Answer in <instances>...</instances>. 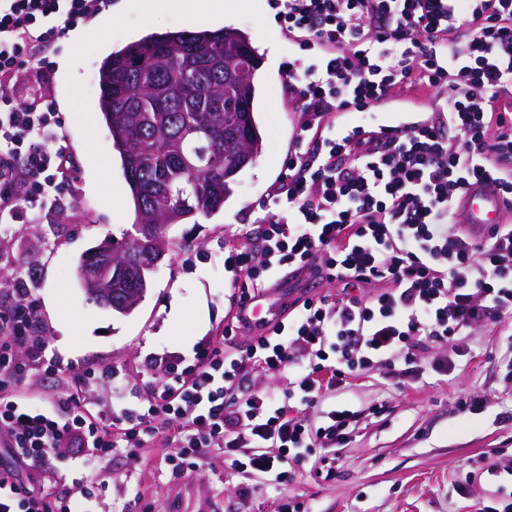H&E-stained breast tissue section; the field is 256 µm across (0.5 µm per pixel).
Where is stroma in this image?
<instances>
[{
  "instance_id": "obj_1",
  "label": "stroma",
  "mask_w": 512,
  "mask_h": 512,
  "mask_svg": "<svg viewBox=\"0 0 512 512\" xmlns=\"http://www.w3.org/2000/svg\"><path fill=\"white\" fill-rule=\"evenodd\" d=\"M213 5L183 0L179 12L146 15L133 0H110L47 54L75 166L58 206L0 239V306L12 301L5 274L11 267L32 289L48 342L70 338L66 362L99 373L87 395L108 412L137 402L153 358L192 357L201 339L222 334L234 293L224 275V244L254 223L288 159L297 118L288 109V64L305 53L282 40L274 13L241 9L227 25L245 32L262 57L254 102L262 154L236 176L223 209L169 228L171 251L132 312L100 305L80 284L82 255L104 238L136 235L130 188L99 111L101 63L147 34L194 30L193 15ZM439 358L451 360L453 370L434 371ZM420 362L415 378L374 369L323 392L307 410L311 422L335 406L362 416L344 445L308 449L283 483L231 469L219 452L174 476L167 448L150 440L99 460L91 473L77 464L79 449H62L57 485L93 474L97 512H280L287 501L303 503L306 512H512V327L474 328L421 351Z\"/></svg>"
}]
</instances>
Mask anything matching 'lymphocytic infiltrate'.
Instances as JSON below:
<instances>
[{"label": "lymphocytic infiltrate", "mask_w": 512, "mask_h": 512, "mask_svg": "<svg viewBox=\"0 0 512 512\" xmlns=\"http://www.w3.org/2000/svg\"><path fill=\"white\" fill-rule=\"evenodd\" d=\"M107 0H0V224L37 220L54 205L73 165L65 121L46 86L18 100L23 64L42 62L47 44L87 22ZM289 45L308 52L288 85L299 119L275 193L251 234L224 247V270L238 290L224 335L200 342L193 359L165 363L139 404L109 413L85 396L97 375L69 376L48 355L29 289L0 313V512H75L90 487L47 493L19 478L51 470L62 448L83 464L161 441L173 472L218 451L230 467L271 482L312 445L344 444L356 417L331 410L314 425L301 406L355 373L386 369L417 376L418 353L475 325L512 320V224L471 242L452 222L470 179L494 184L512 205V0H270ZM375 109L412 113L378 125ZM358 115L337 130L335 116ZM309 272L367 297L294 301L243 356L224 350L249 328L247 308L273 274ZM252 362L287 373L283 397L261 391L229 399ZM36 375L60 379L48 408L19 388Z\"/></svg>", "instance_id": "1"}]
</instances>
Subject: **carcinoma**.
<instances>
[{
	"instance_id": "cac0c4a2",
	"label": "carcinoma",
	"mask_w": 512,
	"mask_h": 512,
	"mask_svg": "<svg viewBox=\"0 0 512 512\" xmlns=\"http://www.w3.org/2000/svg\"><path fill=\"white\" fill-rule=\"evenodd\" d=\"M245 63L251 78L235 77ZM260 56L235 28L148 34L110 53L100 68L99 110L119 153L138 224H182L219 211L241 155L263 137L254 102ZM152 232L115 247L150 246ZM135 288L122 276L91 292L116 309Z\"/></svg>"
}]
</instances>
